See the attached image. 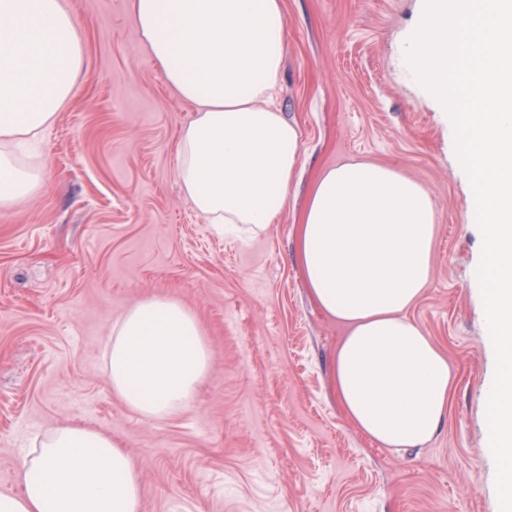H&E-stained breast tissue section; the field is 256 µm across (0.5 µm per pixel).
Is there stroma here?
Wrapping results in <instances>:
<instances>
[{
    "label": "stroma",
    "mask_w": 512,
    "mask_h": 512,
    "mask_svg": "<svg viewBox=\"0 0 512 512\" xmlns=\"http://www.w3.org/2000/svg\"><path fill=\"white\" fill-rule=\"evenodd\" d=\"M62 3L84 64L44 135L42 186L0 208V493L17 491L33 435L80 423L124 447L142 512H500L474 191L452 120L402 65L424 0H285L278 106L302 130L299 181L255 239L216 234L182 194L175 143L194 107L141 44L132 0ZM353 157L396 166L436 203L433 279L409 315L455 377L421 448L380 447L346 417L332 384L344 329L296 264L311 182ZM149 295L191 309L212 351L190 406L157 422L113 392L103 356Z\"/></svg>",
    "instance_id": "stroma-1"
}]
</instances>
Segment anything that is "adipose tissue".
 <instances>
[{
  "mask_svg": "<svg viewBox=\"0 0 512 512\" xmlns=\"http://www.w3.org/2000/svg\"><path fill=\"white\" fill-rule=\"evenodd\" d=\"M142 42L167 81L197 107L176 169L209 223L251 238L288 203L298 126L275 105L287 36L284 0H133ZM84 63L78 25L60 0H0V208L43 182L35 145ZM433 196L399 169L350 159L320 171L296 227L307 292L343 324L332 381L355 427L384 448H419L448 414V359L409 317L432 281ZM105 364L113 391L142 418L186 408L211 365L196 316L158 296L113 325ZM21 490L0 512H141L142 485L120 443L69 425L35 437Z\"/></svg>",
  "mask_w": 512,
  "mask_h": 512,
  "instance_id": "1",
  "label": "adipose tissue"
}]
</instances>
